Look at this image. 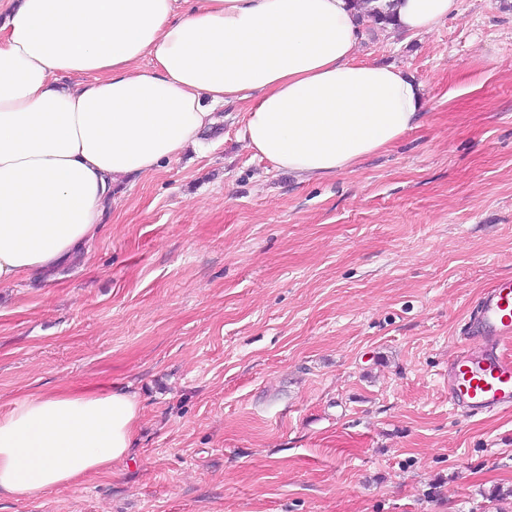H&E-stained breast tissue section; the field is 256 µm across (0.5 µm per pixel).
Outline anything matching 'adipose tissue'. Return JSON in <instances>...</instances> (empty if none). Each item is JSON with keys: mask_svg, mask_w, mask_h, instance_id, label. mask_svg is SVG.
<instances>
[{"mask_svg": "<svg viewBox=\"0 0 512 512\" xmlns=\"http://www.w3.org/2000/svg\"><path fill=\"white\" fill-rule=\"evenodd\" d=\"M421 34L458 0H0V284L95 238L115 184L160 170L228 102L246 147L303 181L346 172L419 121L424 87L359 61L373 6ZM77 75L75 85L59 75ZM139 405L62 387L0 412V498L110 473Z\"/></svg>", "mask_w": 512, "mask_h": 512, "instance_id": "ef3b65f1", "label": "adipose tissue"}]
</instances>
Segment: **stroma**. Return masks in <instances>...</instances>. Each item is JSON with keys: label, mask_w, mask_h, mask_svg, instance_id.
I'll return each mask as SVG.
<instances>
[{"label": "stroma", "mask_w": 512, "mask_h": 512, "mask_svg": "<svg viewBox=\"0 0 512 512\" xmlns=\"http://www.w3.org/2000/svg\"><path fill=\"white\" fill-rule=\"evenodd\" d=\"M360 57L424 117L353 171L299 182L244 107L123 188L69 263L0 284V410L63 386L135 394L111 475L0 512H512V409L465 416L448 362L512 275V0Z\"/></svg>", "instance_id": "stroma-1"}]
</instances>
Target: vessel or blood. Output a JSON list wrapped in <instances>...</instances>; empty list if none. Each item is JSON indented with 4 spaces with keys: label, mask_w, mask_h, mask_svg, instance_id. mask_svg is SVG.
I'll return each instance as SVG.
<instances>
[{
    "label": "vessel or blood",
    "mask_w": 512,
    "mask_h": 512,
    "mask_svg": "<svg viewBox=\"0 0 512 512\" xmlns=\"http://www.w3.org/2000/svg\"><path fill=\"white\" fill-rule=\"evenodd\" d=\"M472 327L486 346L474 351L462 345L448 368V392L465 413L512 407V276L498 278L487 289Z\"/></svg>",
    "instance_id": "obj_1"
}]
</instances>
